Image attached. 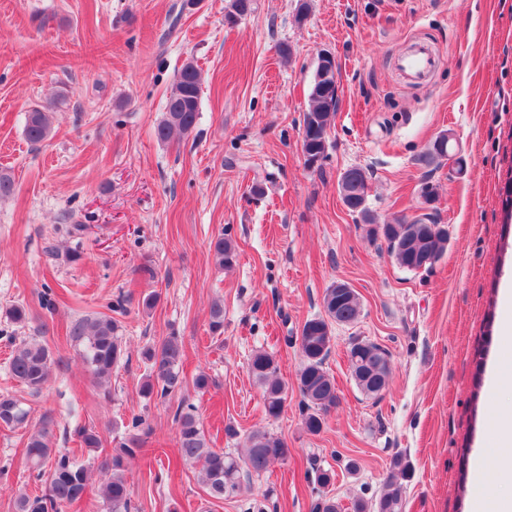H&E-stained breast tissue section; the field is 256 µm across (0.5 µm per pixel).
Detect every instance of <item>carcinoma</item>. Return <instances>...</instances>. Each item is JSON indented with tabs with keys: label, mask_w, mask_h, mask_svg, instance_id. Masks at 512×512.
<instances>
[{
	"label": "carcinoma",
	"mask_w": 512,
	"mask_h": 512,
	"mask_svg": "<svg viewBox=\"0 0 512 512\" xmlns=\"http://www.w3.org/2000/svg\"><path fill=\"white\" fill-rule=\"evenodd\" d=\"M201 70L192 62L185 63L176 73L174 85L166 100L165 117L156 128L157 138L166 141L175 132L190 133L199 115L202 87ZM338 70L332 64L317 66L311 84L308 110L305 112L302 129V152L306 161L317 163L326 157L328 134L337 112L339 98ZM51 134L48 113L34 109L29 112L24 127L26 139L38 144ZM439 135L432 147L422 156L428 166L443 162L444 150ZM339 193L344 205L352 201L366 202L368 176L366 171L354 167L342 173ZM383 238L388 242L390 253L403 268L417 271L420 267L431 268L443 255L448 245L445 225L433 219L399 221L387 225ZM210 251L216 265L230 267L236 259V249L231 240L219 236L210 243ZM324 315L307 320L295 337L303 356V364L297 375V388L307 408L304 426L311 434H318L325 424V414L336 404V383L325 368L332 346V324H352L361 312L360 298L355 290L341 302L336 303V285L324 292ZM125 311L124 300L110 305L109 313L88 315L71 323L68 337L78 349L94 383L110 394L112 372L125 358L119 331L121 322L116 315ZM209 327L212 333H224V304L214 302L209 312ZM8 361L10 377L24 386L31 396L38 395L50 382L54 369H63L66 363L54 358L47 345L33 338L16 341ZM361 350V360L374 364L373 375L376 386L359 385L362 392L377 396L389 381L386 353L375 343L355 340L350 352ZM184 354L180 338L171 334L160 342L145 347L142 358L146 374L141 392L150 397H162L181 389L180 364ZM249 372L262 389L265 412L277 419L284 410L287 388L278 376L274 358L265 351H255L249 361ZM30 408L23 399L13 393H0V426L8 429L28 424ZM178 423L177 445L183 461L199 466L202 483L210 497L221 500L242 491L243 482L252 475H261L270 465L288 457V448L278 437L266 432L250 435L244 455L216 450L210 446L195 407L181 404L176 411ZM73 434L79 446L104 454L101 476L98 483L92 482L88 465L78 461L75 455L52 447L53 430L51 420L42 418L27 436L25 446L26 463L36 477L45 483V491L31 496H17L16 512H66L70 506L83 501L89 494L102 499L107 512H128L129 492L125 472L128 465L143 447L139 435L128 434L113 452H105L99 432L92 426H76ZM410 471L409 461L402 455L392 458L384 489L378 501L377 512H403L405 487L403 481ZM335 473L318 468L312 480L314 500L311 512H341V506L330 496Z\"/></svg>",
	"instance_id": "obj_1"
}]
</instances>
